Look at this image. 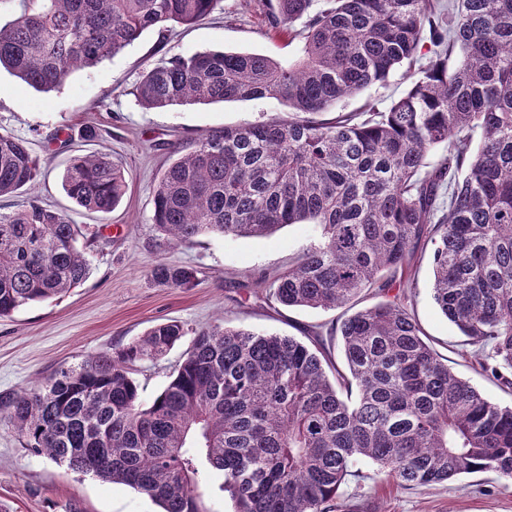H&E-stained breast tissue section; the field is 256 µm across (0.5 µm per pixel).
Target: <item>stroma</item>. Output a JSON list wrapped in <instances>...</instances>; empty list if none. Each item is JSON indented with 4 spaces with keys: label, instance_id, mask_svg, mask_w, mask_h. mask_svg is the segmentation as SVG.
<instances>
[{
    "label": "stroma",
    "instance_id": "1",
    "mask_svg": "<svg viewBox=\"0 0 512 512\" xmlns=\"http://www.w3.org/2000/svg\"><path fill=\"white\" fill-rule=\"evenodd\" d=\"M300 40L270 32L261 0H219L213 13L193 26H173L165 35L145 32L117 55L71 73L57 89L43 92L0 71V132L27 141L42 162L33 195L81 227L90 239V274L61 297L30 304L0 318V393L31 388L62 366L80 363L99 351L119 349L154 325L178 320L201 330L213 325L291 336L308 345L324 341L334 362L341 347L330 329L347 316L335 310L284 307L259 285L306 247L317 243L314 224H292L262 238L202 236L174 247L155 241L150 225L155 186L171 161L176 142L225 126L266 122L286 116L274 99L187 103L146 109L134 89L146 67L174 55L204 50L259 52L279 60L297 56ZM416 68L393 71L385 86H372L336 103L339 112L359 111L366 102L386 107L410 88ZM101 136L85 138L86 126ZM110 154L127 181L112 213L79 207L62 189L71 158ZM161 262L191 266L200 281L190 289L154 282ZM430 250L419 254L407 292L420 326L449 368L488 398L512 406V390L482 371L459 330L432 298ZM191 345L183 339L166 356L133 365L140 401L150 405L164 389ZM358 477L343 488L358 512H512V482L492 471L464 474L429 486H404L357 461ZM0 512H159L146 495L129 486L68 470L26 448L12 426L0 422Z\"/></svg>",
    "mask_w": 512,
    "mask_h": 512
}]
</instances>
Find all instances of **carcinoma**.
Returning a JSON list of instances; mask_svg holds the SVG:
<instances>
[{
  "label": "carcinoma",
  "mask_w": 512,
  "mask_h": 512,
  "mask_svg": "<svg viewBox=\"0 0 512 512\" xmlns=\"http://www.w3.org/2000/svg\"><path fill=\"white\" fill-rule=\"evenodd\" d=\"M0 24V67L39 91L114 56L150 29L190 25L219 0H19ZM300 55L206 50L145 69L146 108L269 98L288 116L171 147L152 227L175 245L203 235L265 237L316 224L319 241L268 282L283 305L332 310L369 295L339 334L347 372L289 336L213 325L145 407L130 366L188 335L160 323L126 346L0 394L26 446L59 466L126 484L162 512H206L224 475L237 512H345L341 488L368 459L407 486L495 471L512 479V407L455 376L393 293L418 250L433 252V299L512 386V0H276L270 28ZM433 46L408 92L381 110L320 115ZM443 154L431 161L437 149ZM40 173L27 142L0 133V196ZM62 187L109 214L126 179L105 153L77 156ZM81 231L31 197L0 214V318L83 284ZM152 279L192 288L198 270L158 263Z\"/></svg>",
  "instance_id": "1"
}]
</instances>
